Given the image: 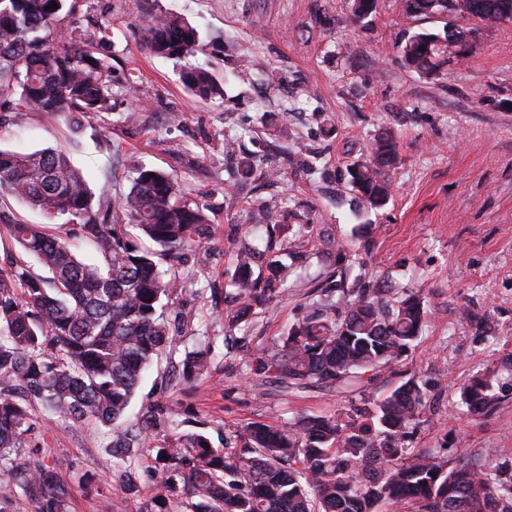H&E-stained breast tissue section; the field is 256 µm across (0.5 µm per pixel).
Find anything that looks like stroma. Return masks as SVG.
Segmentation results:
<instances>
[{"label": "stroma", "mask_w": 512, "mask_h": 512, "mask_svg": "<svg viewBox=\"0 0 512 512\" xmlns=\"http://www.w3.org/2000/svg\"><path fill=\"white\" fill-rule=\"evenodd\" d=\"M66 33L109 26L100 53L111 66L112 110L73 128L37 112H0V146L67 153L94 190H128L136 168L178 179L204 207L209 234L189 253L173 300L184 320L178 349L215 338L211 374L172 382L167 358L147 371L129 411L149 405L203 422L211 439L250 422L278 425L360 404L417 378L431 404L408 447L477 463L512 448V396L483 417L458 408L459 389L512 358V24L483 30L475 52L427 80L406 69L399 42L418 29L402 0H379L372 24L349 22L346 0H67ZM173 13L204 41L196 65L224 94L194 98L181 63L143 45L148 15ZM275 73V83L265 74ZM394 131L400 157L392 198L354 233L346 167L367 156L380 129ZM271 177L240 176L248 158ZM273 199L276 224H304V277L251 322L224 334L225 298L236 255L266 248L264 231L240 215ZM355 243L366 284L422 290L433 312L416 346L368 386L287 395L255 374L264 347L317 300L330 261L312 253L317 236ZM114 433L98 423L38 419L24 447L26 468L58 462L69 494L64 512H129L158 487L142 456L133 485L112 478Z\"/></svg>", "instance_id": "35a3bbf8"}]
</instances>
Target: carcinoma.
<instances>
[{"label":"carcinoma","mask_w":512,"mask_h":512,"mask_svg":"<svg viewBox=\"0 0 512 512\" xmlns=\"http://www.w3.org/2000/svg\"><path fill=\"white\" fill-rule=\"evenodd\" d=\"M377 0H350L355 22L376 12ZM55 3L56 9H46ZM66 0H0V109L64 116L77 126L112 110L107 61L96 47L107 27L75 39L59 27ZM404 14L443 23L401 41L403 65L431 77L473 52L484 27L512 22V0H404ZM151 53L186 60L202 51L199 31L172 15L144 25ZM181 81L193 95L220 93L212 72L187 67ZM397 159L388 132L372 143L371 157L347 168L357 198L355 216L384 207L391 183L384 168ZM13 197L51 219L56 228L13 221L5 237L43 265L45 278L16 259L0 269V502L27 500L33 512H62L67 484L61 466L19 471L12 458L35 428V405L75 422L95 420L117 430L109 456L116 476L132 484L144 453L154 461L157 496L134 512H384L408 501L414 512H512V450L504 461L476 465L465 457L442 459L405 447L407 431L427 400L414 379L368 407L324 415H298L281 425L251 422L214 446L207 433L179 431L148 407L139 421L125 414L154 358L175 351L178 319L165 315L183 287L182 254L204 235L209 218L162 170H136L128 191L114 202L96 195L62 152L21 153L0 148V197ZM136 225L150 244L129 236ZM76 224L102 257L79 258L63 239ZM292 232L279 248L237 254L235 305L224 311V332L248 322L256 306L275 301L302 279L294 262ZM357 251L336 246V288L312 304L266 350L259 373L287 392L335 390L364 380L398 361L422 333L430 306L419 291L385 297L351 277ZM214 345L185 351L177 366L190 382L210 372ZM512 392V361L502 371L473 377L461 390L467 414L478 418ZM244 440L249 454L233 451Z\"/></svg>","instance_id":"obj_1"}]
</instances>
